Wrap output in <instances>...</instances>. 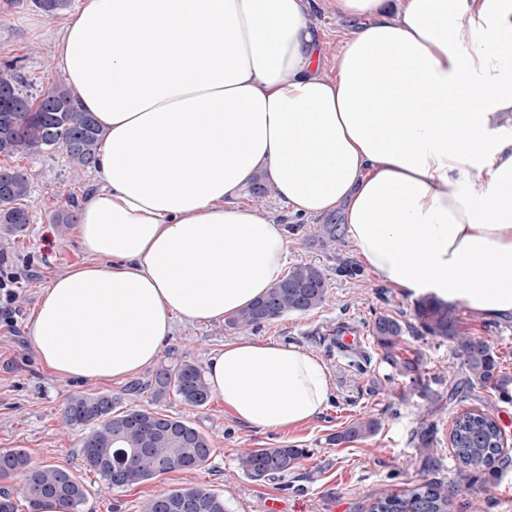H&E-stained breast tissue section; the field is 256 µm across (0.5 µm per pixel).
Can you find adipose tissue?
<instances>
[{"instance_id": "adipose-tissue-1", "label": "adipose tissue", "mask_w": 512, "mask_h": 512, "mask_svg": "<svg viewBox=\"0 0 512 512\" xmlns=\"http://www.w3.org/2000/svg\"><path fill=\"white\" fill-rule=\"evenodd\" d=\"M80 0L56 40L104 131L79 206L88 262L28 325L41 363L87 381L152 365L174 322L221 321L282 279L281 225L240 204L256 176L306 218L338 214L358 259L414 298L512 316V0ZM205 377L247 426L321 414L324 362L238 338ZM310 14V21L319 28L322 34V63L325 70H330L339 48V32L342 29L336 17L324 6L323 0Z\"/></svg>"}]
</instances>
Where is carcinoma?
I'll return each instance as SVG.
<instances>
[{"instance_id": "carcinoma-1", "label": "carcinoma", "mask_w": 512, "mask_h": 512, "mask_svg": "<svg viewBox=\"0 0 512 512\" xmlns=\"http://www.w3.org/2000/svg\"><path fill=\"white\" fill-rule=\"evenodd\" d=\"M0 87L15 90L23 107L0 102V155L26 153L40 155L62 149L71 166L82 172L94 165L103 132L93 115L79 107L70 90L55 83L35 99L23 90L24 79L16 68L0 67ZM0 181L6 191L0 197V233L23 231L30 223L25 201L32 186L28 176L15 168L0 167ZM314 237L324 248L336 245V225L320 224ZM329 282L324 270L301 262L273 285L266 294L226 322L232 331L246 334L263 323L284 314L310 312L327 299ZM418 315L426 332L448 339L465 370L468 388L491 387L503 397L512 396V377L499 370L496 353L482 336L460 331L457 319L447 307L429 301L420 305ZM406 329L405 323L388 315L377 317L372 336L385 353V360L402 376L417 381L419 361L399 359L393 349ZM149 388L157 402L175 393L187 405L205 407L212 397L203 368L184 360L169 367L160 366L152 374ZM112 394L73 393L63 410L67 426L80 427L85 435L79 454L83 468L97 476L108 490L130 488L171 470H196L213 454L209 437L188 421L160 414L144 406L131 405L121 411ZM380 422L375 418L353 423L336 436L339 443L375 434ZM450 444L457 465L458 482L475 478H496L502 453L503 435L497 421L481 412L456 416ZM433 431L420 433L418 455L421 467L436 466ZM307 457L304 448L276 445L245 448L238 456L240 470L253 480L275 479L297 468ZM21 476L27 512H39L41 501L58 500L64 512H82L87 500L86 485L71 472L48 464L33 463L22 449L0 451V480ZM453 488L440 481H425L405 492L383 491L375 497L371 512H448ZM194 505L193 512H230L224 494L204 486H185L146 499L141 512H185L183 504Z\"/></svg>"}]
</instances>
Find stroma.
Returning <instances> with one entry per match:
<instances>
[{
    "instance_id": "1",
    "label": "stroma",
    "mask_w": 512,
    "mask_h": 512,
    "mask_svg": "<svg viewBox=\"0 0 512 512\" xmlns=\"http://www.w3.org/2000/svg\"><path fill=\"white\" fill-rule=\"evenodd\" d=\"M80 0L49 16L32 0H0V67L11 63L24 74L26 88L38 95L65 76L55 60L51 33L63 28L77 12ZM0 166L27 174L32 194L27 201L31 221L23 232L0 235V265L15 272L16 312L0 314V450L19 448L36 464L70 471L86 484L83 512H140L145 499L189 485L222 491L230 512H270L271 502L282 512H370L377 494L407 490L433 479L456 483V462L449 433L457 415L477 411L495 418L503 433V470L489 484H456L450 512H512V400L491 389L461 387L462 369L447 341L422 329L418 299L381 283L355 255L347 238L333 249L310 239L315 220L300 219L269 198L245 195L243 203L258 207L276 223L289 226L288 262L311 261L324 268L330 282L326 302L307 313H290L263 324L256 337L286 341L318 354L328 366L334 393L327 409L310 423L290 430L259 431L234 419L219 397L205 409L187 406L178 396L155 403L149 391L128 394V380L91 382L52 375L39 361L28 337V324L45 288L69 267L87 257L70 225L56 222L70 197L85 199L101 182L93 170L76 173L64 150L44 155L0 156ZM465 332L486 337L503 372L512 375V320L487 321L465 307H454ZM403 320L407 329L394 353L420 362V385L399 376L374 342L377 316ZM355 330L361 347L343 348L345 332ZM235 334L223 322H179L165 340L158 361L170 366L184 360L206 364ZM108 392L122 404L135 403L195 424L211 439L213 456L194 471L174 470L146 483L102 494L100 482L84 470L79 443L84 432L63 428L62 412L70 393ZM376 418L380 429L356 442L335 443L336 433L354 422ZM435 432L434 469L422 470L417 433ZM284 444L309 449L310 455L287 476L256 481L237 467L244 448Z\"/></svg>"
}]
</instances>
